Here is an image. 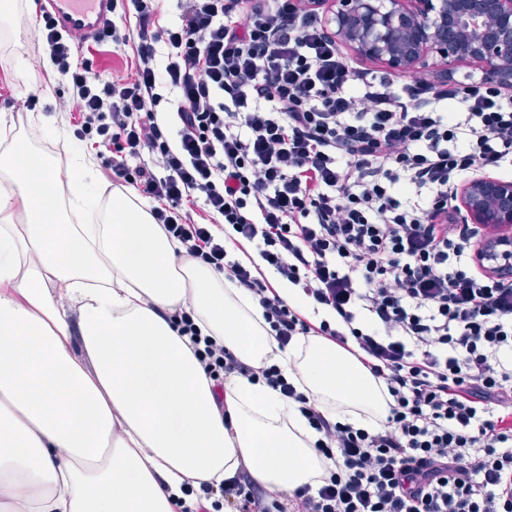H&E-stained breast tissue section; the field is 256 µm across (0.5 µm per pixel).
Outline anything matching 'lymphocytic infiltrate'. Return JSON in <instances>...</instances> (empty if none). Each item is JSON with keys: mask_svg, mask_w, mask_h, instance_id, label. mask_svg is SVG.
I'll use <instances>...</instances> for the list:
<instances>
[{"mask_svg": "<svg viewBox=\"0 0 512 512\" xmlns=\"http://www.w3.org/2000/svg\"><path fill=\"white\" fill-rule=\"evenodd\" d=\"M122 0L99 39L130 49L113 80L79 59L48 16L41 50L78 107L75 134L114 184L185 254L259 303L279 347L319 336L381 380L374 432L329 420L275 364L239 361L192 316L209 378L239 375L299 403L334 467L296 491L303 512H512V282L474 265L454 223L463 176L512 162V102L469 80L459 110L418 84L354 83L308 0ZM252 247L260 262L234 258ZM301 286L334 320L289 305L266 276ZM227 512H277L247 468L220 488Z\"/></svg>", "mask_w": 512, "mask_h": 512, "instance_id": "f902f5d3", "label": "lymphocytic infiltrate"}]
</instances>
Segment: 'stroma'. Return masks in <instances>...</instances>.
<instances>
[{
    "instance_id": "stroma-1",
    "label": "stroma",
    "mask_w": 512,
    "mask_h": 512,
    "mask_svg": "<svg viewBox=\"0 0 512 512\" xmlns=\"http://www.w3.org/2000/svg\"><path fill=\"white\" fill-rule=\"evenodd\" d=\"M38 7L35 0H17L11 18L0 21L8 37H0V117L15 124L44 121L49 135L41 147L47 154L67 164L73 153H82L90 161V182L108 187L96 151L79 141L69 116L57 102L65 92L48 61L35 59V24Z\"/></svg>"
}]
</instances>
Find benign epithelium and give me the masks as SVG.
<instances>
[{
    "label": "benign epithelium",
    "mask_w": 512,
    "mask_h": 512,
    "mask_svg": "<svg viewBox=\"0 0 512 512\" xmlns=\"http://www.w3.org/2000/svg\"><path fill=\"white\" fill-rule=\"evenodd\" d=\"M332 2L336 42L394 73L430 66L439 79L474 63L512 93V0H320ZM458 222L486 228L473 258L496 279L512 278V181L474 174L455 188Z\"/></svg>",
    "instance_id": "benign-epithelium-1"
}]
</instances>
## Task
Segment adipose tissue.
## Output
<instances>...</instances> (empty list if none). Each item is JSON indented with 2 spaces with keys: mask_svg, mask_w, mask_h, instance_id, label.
<instances>
[{
  "mask_svg": "<svg viewBox=\"0 0 512 512\" xmlns=\"http://www.w3.org/2000/svg\"><path fill=\"white\" fill-rule=\"evenodd\" d=\"M0 151V512H175L184 480L219 486L247 465L291 496L330 467L298 403L200 365L167 313L243 363L278 364L329 419L374 431L388 394L320 339L283 351L251 294L179 250L83 163L68 180L29 141ZM25 223H15L16 209Z\"/></svg>",
  "mask_w": 512,
  "mask_h": 512,
  "instance_id": "obj_1",
  "label": "adipose tissue"
}]
</instances>
